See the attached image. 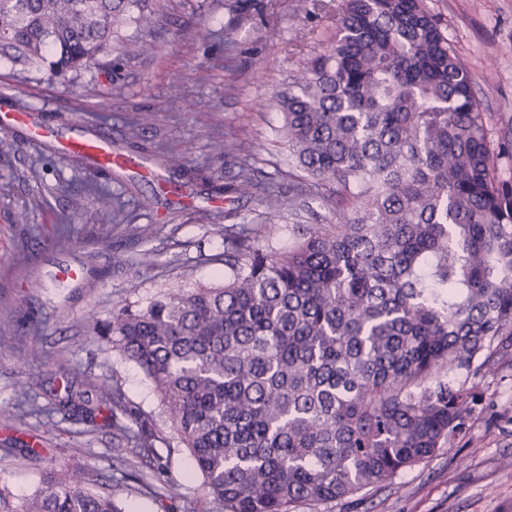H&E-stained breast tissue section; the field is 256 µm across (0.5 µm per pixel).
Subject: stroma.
Instances as JSON below:
<instances>
[{
    "label": "stroma",
    "instance_id": "1",
    "mask_svg": "<svg viewBox=\"0 0 512 512\" xmlns=\"http://www.w3.org/2000/svg\"><path fill=\"white\" fill-rule=\"evenodd\" d=\"M338 0H163L158 21L143 31L145 57L115 70L93 68L63 78L21 70L0 56V91L38 114L57 139L102 132L126 151L129 126L149 148L146 161L181 156L194 179L163 170L161 182L138 167L117 169L106 183L111 209L84 191L87 169L71 155L28 140L0 148V489L35 493L49 469L79 467L104 480L124 470L148 471L111 428L57 415L46 431L38 415L11 422L25 388H48L58 369L73 367L95 384L117 382L155 425V449L167 463L169 499L140 490L123 496L126 512H191L201 491L192 458L178 446L159 399L138 368L100 337L85 318L143 307L166 288L224 281V225L245 224L253 239L279 247L289 225L331 224L336 216L295 168L278 135L282 116L270 99L287 87L333 33ZM470 73L492 134L512 127V0H427ZM95 85L96 96L84 94ZM233 154H226V145ZM293 202L275 230L263 223L257 195L224 192L241 168ZM468 436L392 485L356 502L315 512H512V364L486 375ZM35 456L22 455L23 447Z\"/></svg>",
    "mask_w": 512,
    "mask_h": 512
}]
</instances>
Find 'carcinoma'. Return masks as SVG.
Wrapping results in <instances>:
<instances>
[{
	"instance_id": "cac0c4a2",
	"label": "carcinoma",
	"mask_w": 512,
	"mask_h": 512,
	"mask_svg": "<svg viewBox=\"0 0 512 512\" xmlns=\"http://www.w3.org/2000/svg\"><path fill=\"white\" fill-rule=\"evenodd\" d=\"M152 0H0V54L64 77L156 21ZM323 53L270 105L291 159L336 195V223L293 224L288 246L224 227V283L168 288L141 308L81 323L153 385L195 464L192 512H304L390 485L456 447L482 401L473 380L512 360V129L490 141L468 70L425 0H340ZM272 223L284 197L246 172ZM45 391L166 466L121 388L96 399L66 370ZM154 490L131 472L97 489L82 469L0 512H122Z\"/></svg>"
}]
</instances>
